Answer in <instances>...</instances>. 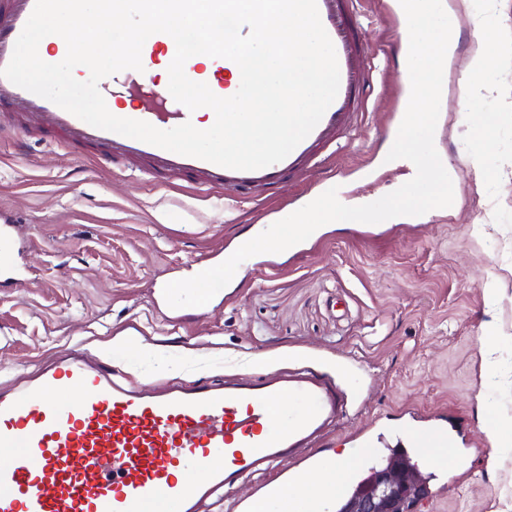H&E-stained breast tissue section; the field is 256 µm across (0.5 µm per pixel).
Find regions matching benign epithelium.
Wrapping results in <instances>:
<instances>
[{
  "label": "benign epithelium",
  "mask_w": 512,
  "mask_h": 512,
  "mask_svg": "<svg viewBox=\"0 0 512 512\" xmlns=\"http://www.w3.org/2000/svg\"><path fill=\"white\" fill-rule=\"evenodd\" d=\"M423 487L417 472L398 466L374 471L369 482L351 498L346 512H414Z\"/></svg>",
  "instance_id": "1"
}]
</instances>
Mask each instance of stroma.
I'll list each match as a JSON object with an SVG mask.
<instances>
[{"label": "stroma", "instance_id": "35a3bbf8", "mask_svg": "<svg viewBox=\"0 0 512 512\" xmlns=\"http://www.w3.org/2000/svg\"><path fill=\"white\" fill-rule=\"evenodd\" d=\"M396 2L358 6L376 65L361 128L263 207L112 165L88 147L35 136L20 151L0 141V209L19 219L0 262V385L22 386L76 345L153 391L306 361L362 407L326 438L333 453L350 454L354 475L400 447L409 416H431L452 446L438 463L418 462L428 493L416 512H512V52L484 75L510 96L476 112L465 104L471 21L492 16L512 45V0H449L460 38L434 142L457 184L452 206L411 228L323 225L276 254L279 271L243 261L202 306L173 308L163 296L336 171L379 160L373 179L346 183L344 201L360 204L414 177L409 164L381 161L405 93L401 69L386 63L402 35ZM365 425L377 447L352 446Z\"/></svg>", "mask_w": 512, "mask_h": 512}]
</instances>
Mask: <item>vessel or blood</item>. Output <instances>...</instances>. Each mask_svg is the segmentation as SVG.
Segmentation results:
<instances>
[{
    "mask_svg": "<svg viewBox=\"0 0 512 512\" xmlns=\"http://www.w3.org/2000/svg\"><path fill=\"white\" fill-rule=\"evenodd\" d=\"M358 3L317 0L338 60V95L312 132L271 166L228 169L92 127L2 76L0 107L22 113L25 122L0 126V137L61 138L95 149L106 162H142L153 176L178 173L210 191L275 190L303 166H324L367 108L373 71ZM34 7L35 0H0V69L9 63ZM210 67L206 74L188 63L184 71L217 96L234 95L238 66L214 57ZM101 92L134 98L132 119L162 130L194 118L166 88L132 69L110 76ZM350 409L339 382L306 364L220 387L196 383L156 395L116 381L74 351L22 390L0 388V452L11 456L0 464V512H200L214 491H234L251 476L257 479L252 496L233 508L266 512L322 464L324 437L348 420Z\"/></svg>",
    "mask_w": 512,
    "mask_h": 512,
    "instance_id": "obj_1",
    "label": "vessel or blood"
}]
</instances>
